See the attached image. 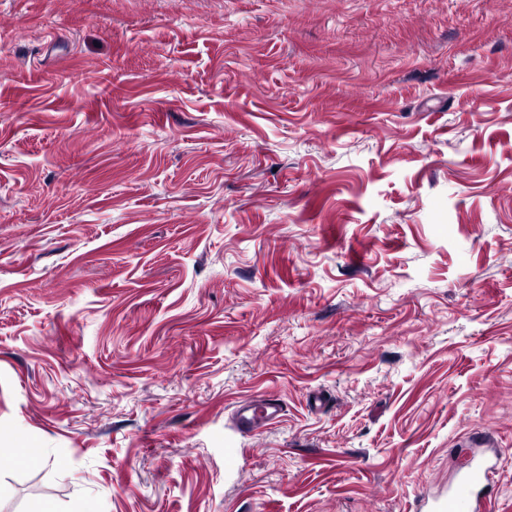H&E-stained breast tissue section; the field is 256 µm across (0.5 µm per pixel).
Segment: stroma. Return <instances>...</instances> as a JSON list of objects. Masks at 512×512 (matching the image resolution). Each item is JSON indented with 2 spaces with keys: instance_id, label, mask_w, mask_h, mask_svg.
Returning a JSON list of instances; mask_svg holds the SVG:
<instances>
[{
  "instance_id": "35a3bbf8",
  "label": "stroma",
  "mask_w": 512,
  "mask_h": 512,
  "mask_svg": "<svg viewBox=\"0 0 512 512\" xmlns=\"http://www.w3.org/2000/svg\"><path fill=\"white\" fill-rule=\"evenodd\" d=\"M478 437L512 512V0H0V512H426ZM282 413L283 406L278 400L258 396L239 406L237 410L238 427L242 433H251L276 421Z\"/></svg>"
}]
</instances>
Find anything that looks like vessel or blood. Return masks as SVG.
Masks as SVG:
<instances>
[{
  "mask_svg": "<svg viewBox=\"0 0 512 512\" xmlns=\"http://www.w3.org/2000/svg\"><path fill=\"white\" fill-rule=\"evenodd\" d=\"M282 404L275 399L255 397L237 410V423L241 432L250 433L281 417ZM494 468L482 453L472 455L467 471L449 486L445 496L433 501L434 512H486L484 490Z\"/></svg>",
  "mask_w": 512,
  "mask_h": 512,
  "instance_id": "vessel-or-blood-1",
  "label": "vessel or blood"
}]
</instances>
